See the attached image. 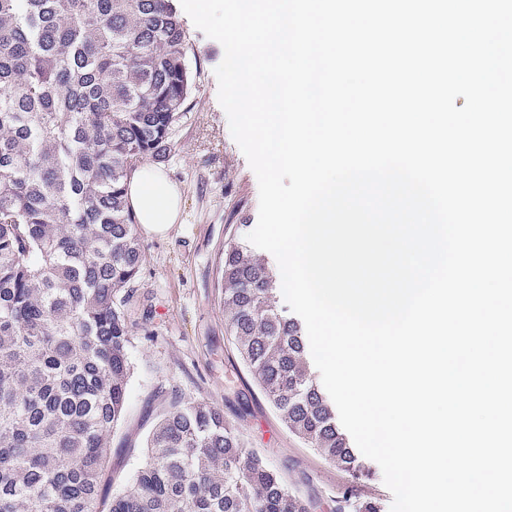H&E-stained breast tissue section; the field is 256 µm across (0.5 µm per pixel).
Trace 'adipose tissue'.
<instances>
[{
  "label": "adipose tissue",
  "mask_w": 512,
  "mask_h": 512,
  "mask_svg": "<svg viewBox=\"0 0 512 512\" xmlns=\"http://www.w3.org/2000/svg\"><path fill=\"white\" fill-rule=\"evenodd\" d=\"M126 197L139 224L150 233L166 234L181 212V194L154 165L144 164L127 180Z\"/></svg>",
  "instance_id": "adipose-tissue-1"
}]
</instances>
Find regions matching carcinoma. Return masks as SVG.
I'll use <instances>...</instances> for the list:
<instances>
[{
    "label": "carcinoma",
    "mask_w": 512,
    "mask_h": 512,
    "mask_svg": "<svg viewBox=\"0 0 512 512\" xmlns=\"http://www.w3.org/2000/svg\"><path fill=\"white\" fill-rule=\"evenodd\" d=\"M173 0H0V512H318L224 411L173 401L100 509L144 263L125 184L166 161L193 89ZM224 328L289 432L349 477L329 512H382L265 259L224 248Z\"/></svg>",
    "instance_id": "obj_1"
}]
</instances>
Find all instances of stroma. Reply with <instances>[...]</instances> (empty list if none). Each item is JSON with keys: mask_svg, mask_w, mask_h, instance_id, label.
I'll return each instance as SVG.
<instances>
[{"mask_svg": "<svg viewBox=\"0 0 512 512\" xmlns=\"http://www.w3.org/2000/svg\"><path fill=\"white\" fill-rule=\"evenodd\" d=\"M180 21L193 46L196 89L161 169L179 189L183 209L166 236L140 234L144 264L128 307L127 408L111 437L104 495L123 490L144 465L145 440L164 407L175 399L207 400L290 488L326 505L347 475L288 431L224 332L219 267L225 245L256 226L258 181L218 102L214 70L224 50L188 16Z\"/></svg>", "mask_w": 512, "mask_h": 512, "instance_id": "1", "label": "stroma"}]
</instances>
